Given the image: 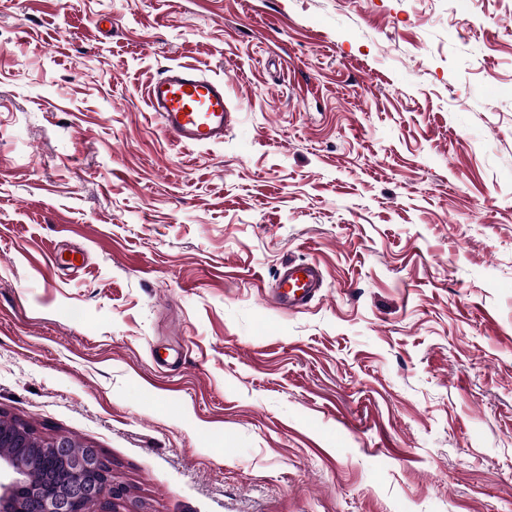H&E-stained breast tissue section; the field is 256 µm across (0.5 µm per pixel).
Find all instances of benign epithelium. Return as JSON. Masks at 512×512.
I'll list each match as a JSON object with an SVG mask.
<instances>
[{
	"label": "benign epithelium",
	"mask_w": 512,
	"mask_h": 512,
	"mask_svg": "<svg viewBox=\"0 0 512 512\" xmlns=\"http://www.w3.org/2000/svg\"><path fill=\"white\" fill-rule=\"evenodd\" d=\"M73 440L66 436L43 438L34 453L25 458H0V469L12 477L0 482V512H98L112 505L121 512L126 488L112 479V468L97 449L88 447L81 455L71 454ZM64 464V476L41 488L30 490L29 476L40 468Z\"/></svg>",
	"instance_id": "1"
}]
</instances>
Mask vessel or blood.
Returning a JSON list of instances; mask_svg holds the SVG:
<instances>
[{"label":"vessel or blood","mask_w":512,"mask_h":512,"mask_svg":"<svg viewBox=\"0 0 512 512\" xmlns=\"http://www.w3.org/2000/svg\"><path fill=\"white\" fill-rule=\"evenodd\" d=\"M146 95L151 112L172 141L192 146L223 143L232 117L224 81L190 65L172 64L162 68ZM322 284L317 263L291 261L279 269L271 300L280 308L299 310L318 296Z\"/></svg>","instance_id":"vessel-or-blood-1"}]
</instances>
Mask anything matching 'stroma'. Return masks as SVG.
I'll list each match as a JSON object with an SVG mask.
<instances>
[{"mask_svg":"<svg viewBox=\"0 0 512 512\" xmlns=\"http://www.w3.org/2000/svg\"><path fill=\"white\" fill-rule=\"evenodd\" d=\"M0 413L127 512H512V0H0ZM148 105L172 141L192 146L223 143L231 112L224 80L205 76L186 64H172L149 84ZM322 284V270L317 263L290 261L276 275L271 300L283 309H303L318 296Z\"/></svg>","mask_w":512,"mask_h":512,"instance_id":"stroma-1","label":"stroma"}]
</instances>
